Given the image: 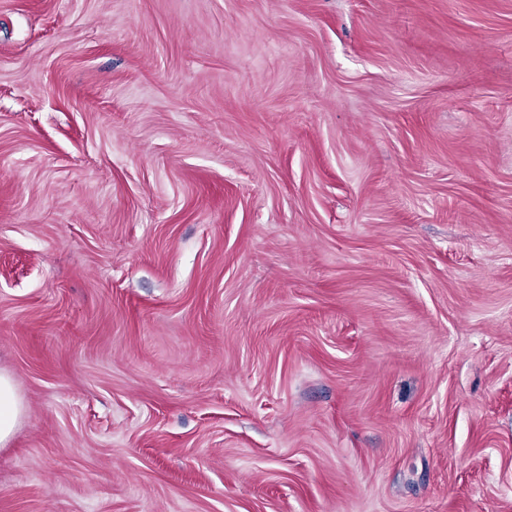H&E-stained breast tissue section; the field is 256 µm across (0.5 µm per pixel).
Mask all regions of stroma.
I'll list each match as a JSON object with an SVG mask.
<instances>
[{"mask_svg": "<svg viewBox=\"0 0 512 512\" xmlns=\"http://www.w3.org/2000/svg\"><path fill=\"white\" fill-rule=\"evenodd\" d=\"M0 512H512V0H0ZM21 413L11 378L0 374V444L11 438Z\"/></svg>", "mask_w": 512, "mask_h": 512, "instance_id": "35a3bbf8", "label": "stroma"}]
</instances>
